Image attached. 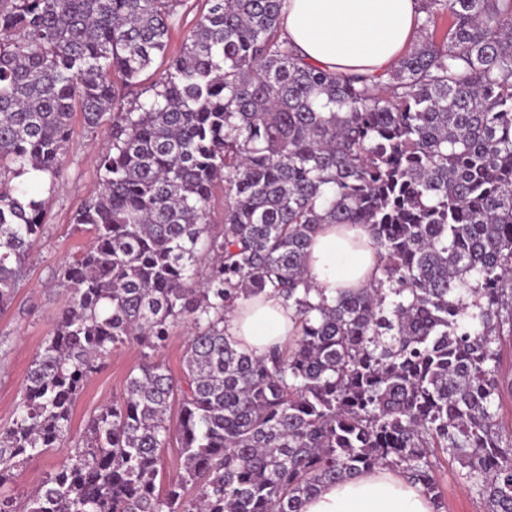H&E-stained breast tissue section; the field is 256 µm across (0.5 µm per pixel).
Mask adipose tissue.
Wrapping results in <instances>:
<instances>
[{"label": "adipose tissue", "mask_w": 512, "mask_h": 512, "mask_svg": "<svg viewBox=\"0 0 512 512\" xmlns=\"http://www.w3.org/2000/svg\"><path fill=\"white\" fill-rule=\"evenodd\" d=\"M417 0H287L283 36L303 62L342 74L381 73L395 65L416 28ZM313 288L332 299L377 275L364 226L320 225L306 257ZM296 311L273 290L241 299L224 323L238 349L262 355L287 342ZM303 512H433L429 496L380 469L323 487Z\"/></svg>", "instance_id": "adipose-tissue-1"}]
</instances>
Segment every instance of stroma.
Instances as JSON below:
<instances>
[{"mask_svg": "<svg viewBox=\"0 0 512 512\" xmlns=\"http://www.w3.org/2000/svg\"><path fill=\"white\" fill-rule=\"evenodd\" d=\"M106 132H90L81 119H74L64 166L63 184L50 197L42 236L26 259L27 276L12 304L0 312V427L14 417L28 367L58 320L66 295L54 277L57 264L72 257L88 244L87 235L76 228L72 218L81 203L98 192L100 175L97 152L106 145ZM142 361V349L128 342L115 349L101 369L85 383L73 407L70 437L80 439L89 417L119 397L129 372ZM54 450L32 458L9 484L16 500H24L63 462ZM458 463L443 462L439 472L443 512H486L484 500L469 492L459 481Z\"/></svg>", "mask_w": 512, "mask_h": 512, "instance_id": "35a3bbf8", "label": "stroma"}]
</instances>
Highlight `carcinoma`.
Returning a JSON list of instances; mask_svg holds the SVG:
<instances>
[{
	"mask_svg": "<svg viewBox=\"0 0 512 512\" xmlns=\"http://www.w3.org/2000/svg\"><path fill=\"white\" fill-rule=\"evenodd\" d=\"M180 0H0V311L26 277L59 189L75 111L108 131L90 234L55 277L67 299L0 429L1 492L67 449L24 512H302L377 468L421 485L451 458L488 512H512V433L497 413L512 338V0H418L390 70L336 75L281 36L285 0H205L167 56ZM164 69L141 99V76ZM224 184V224L209 221ZM322 224H363L379 276L313 299ZM274 289L294 336L257 357L224 335L242 298ZM182 373L160 359L174 328ZM147 349L124 393L70 442L90 375ZM178 405V417L170 410ZM181 468L163 486L162 452Z\"/></svg>",
	"mask_w": 512,
	"mask_h": 512,
	"instance_id": "cac0c4a2",
	"label": "carcinoma"
}]
</instances>
